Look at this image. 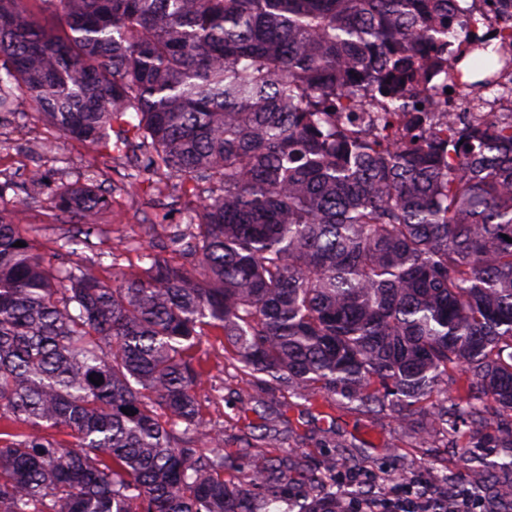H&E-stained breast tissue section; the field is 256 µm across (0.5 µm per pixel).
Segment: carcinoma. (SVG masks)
<instances>
[{
  "instance_id": "1",
  "label": "carcinoma",
  "mask_w": 512,
  "mask_h": 512,
  "mask_svg": "<svg viewBox=\"0 0 512 512\" xmlns=\"http://www.w3.org/2000/svg\"><path fill=\"white\" fill-rule=\"evenodd\" d=\"M451 2L0 0V112L20 85L63 134L130 156L133 194L176 177L188 198L186 223L144 225L183 262L128 242L146 276L107 285L81 256L108 206L97 184L56 199L77 230L48 258L14 246L0 182V512H341L375 495L336 485L334 454L268 455L276 434L225 455L196 391L206 327L266 390L405 426L422 405L429 433L468 428L462 457L508 449L479 485L421 492L512 503V128L467 100L476 124L433 136L421 113L379 145L416 89H448ZM469 53L474 88L512 57ZM461 369L459 396L435 401Z\"/></svg>"
}]
</instances>
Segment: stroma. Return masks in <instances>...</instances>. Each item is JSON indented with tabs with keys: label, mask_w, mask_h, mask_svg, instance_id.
Wrapping results in <instances>:
<instances>
[{
	"label": "stroma",
	"mask_w": 512,
	"mask_h": 512,
	"mask_svg": "<svg viewBox=\"0 0 512 512\" xmlns=\"http://www.w3.org/2000/svg\"><path fill=\"white\" fill-rule=\"evenodd\" d=\"M20 109V115L8 114L0 120V181L7 177L20 181L36 169L48 182L39 199H27L22 193L15 198L23 212V234L39 250L50 252L54 239L69 230L54 206L55 197L81 187L86 172L93 170L110 195V205L100 218L99 249L103 256L96 274L109 283L118 271L141 273L138 251L121 245L122 240L141 237L144 220L141 198L122 187L123 158L101 157L85 143L64 136L42 123L31 104H21ZM37 135L46 138L52 148L39 159L26 149L28 139ZM197 355L208 361V372L198 388L203 414L223 422L224 450L228 453L241 448L245 433L260 434L270 427L280 431L285 447L319 462L329 454L324 436L332 431L337 443L357 445L362 465L358 479L375 483L382 496L398 483L432 484L438 475L449 471L461 470L469 481H481L486 462L500 455L499 449L482 448L478 459L461 462L467 435L451 441L442 435L424 434L427 419L418 414L410 430L401 428L393 415H367L334 400L320 398L308 403L279 392L261 394L252 380L225 361L224 335L218 329L208 330Z\"/></svg>",
	"instance_id": "obj_1"
}]
</instances>
